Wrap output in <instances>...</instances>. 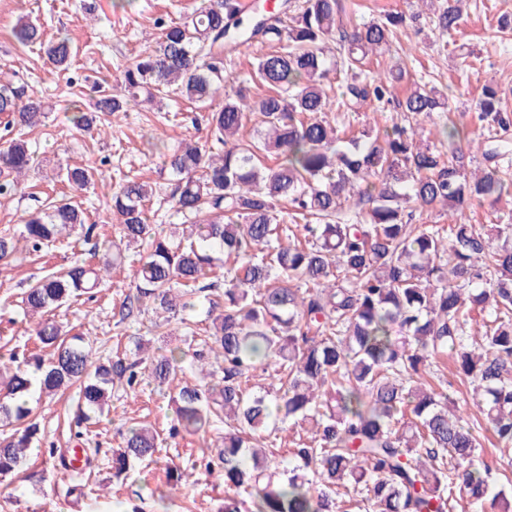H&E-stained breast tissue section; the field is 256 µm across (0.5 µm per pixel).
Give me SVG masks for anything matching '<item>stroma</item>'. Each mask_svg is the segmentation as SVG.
I'll list each match as a JSON object with an SVG mask.
<instances>
[{
  "label": "stroma",
  "instance_id": "1",
  "mask_svg": "<svg viewBox=\"0 0 512 512\" xmlns=\"http://www.w3.org/2000/svg\"><path fill=\"white\" fill-rule=\"evenodd\" d=\"M0 0V79L20 75L29 94L49 106L44 122L25 132L38 163L17 192L0 195V234L19 235L28 212L49 199L68 194L86 208L95 236L70 238L49 250L19 253L0 262V360L10 356L51 351L41 348L31 323L19 307L22 292L37 278L86 257L97 241L116 237L119 226L109 198L124 180L133 178L156 185L161 193L148 208L150 223L167 227L174 220L169 197L174 184L162 158L150 144L160 137L165 147L184 138L206 140L208 129L203 108L180 98L168 100L163 111L141 108L125 118L101 116L103 133L77 130L70 121L73 102H88L96 87L116 88L125 66L153 46L160 30L158 21L171 22L190 14L198 0ZM343 23L351 25L402 12L407 20L388 51L373 56L369 69L383 73L398 68L406 76L397 84L398 98L419 86L446 91L456 119L478 129L476 104L486 84L502 92L512 110V22L503 26L500 16L512 19V0H468L454 43L443 46L428 14L417 0H342ZM40 26L44 41L67 34L72 45L71 66L56 70L39 46L19 45L13 31L20 22ZM328 120L358 133L367 127L382 128L399 121L390 106L372 104L353 112L332 111ZM82 164L97 169L94 185L67 191L56 181L59 168ZM132 264L114 269L94 298L80 297L57 309L55 319L75 328L88 340L102 343L105 353L125 351L133 336L162 344L151 328L150 314L122 318L120 306L134 293ZM74 390L42 400L36 406L41 421V447L54 456L42 460L33 454L25 474L0 478V512H221L224 482L207 467L208 449L217 448V434L206 438L179 437L169 441L159 463H135L120 477H113L111 457L122 446L120 434L128 426L142 424L167 432L172 412L169 398L153 386H141L131 396L113 398L109 410L92 425L88 439L98 455L86 481L60 464L74 446Z\"/></svg>",
  "mask_w": 512,
  "mask_h": 512
}]
</instances>
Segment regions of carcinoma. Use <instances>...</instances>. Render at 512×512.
Instances as JSON below:
<instances>
[{"mask_svg":"<svg viewBox=\"0 0 512 512\" xmlns=\"http://www.w3.org/2000/svg\"><path fill=\"white\" fill-rule=\"evenodd\" d=\"M290 7L289 0L272 11L262 3L245 21L236 0H201L124 68L120 91L96 95L89 111L74 105L73 126L89 131L100 114L163 103L165 89L206 103L223 92L225 53L243 43L271 48L257 57L250 84L209 113L210 136L224 150L184 139L163 153L182 223L166 230L148 223L155 191L128 180L111 197L119 238L23 292L21 309L39 317L35 336L53 357L0 363L1 477L19 472L37 441L33 392L49 397L76 387L78 418L88 423L113 393L144 382L168 387L188 368L207 382L185 380L170 395L168 435L224 428L217 452L229 490L223 512H241L243 495L252 512H340L341 487L359 491L365 512H449L456 499L470 512H512V480L500 483L474 464L477 428L512 447V224L484 230L424 222L438 208L461 214L512 189L503 165L512 150L498 134L512 128V113L497 89H483L477 110L488 135L477 149L484 169L470 177L462 143L472 140L447 110L446 92L419 87L397 102L401 73L356 72L390 46L405 15L348 31L337 22L342 0H302L291 18ZM461 18L462 0H442L435 28L450 37ZM14 37L23 46L42 43L29 22ZM44 52L68 68L69 38ZM332 72L344 82L337 109L395 102L400 121L376 134L341 135L324 118L332 111L323 88ZM252 85L268 91L254 97ZM0 114L5 128L23 130L40 125L46 111L11 78L0 81ZM435 114L441 138L425 144L422 121ZM271 152L274 168L265 165ZM35 167L27 141L13 139L0 151V194L18 189ZM95 176L82 165L62 173L76 189ZM278 200L304 221L302 237L290 238ZM93 230L84 209L62 199L30 212L21 239L37 252ZM19 240L0 235V260L20 251ZM133 247L139 285L121 310L150 311L157 328L177 321L186 329L183 346L150 357L137 339L127 354L98 356L83 336L66 338L49 313L94 292ZM225 258L234 265L220 284L211 274ZM197 307L210 320L200 332L187 317ZM476 310L482 324L474 331ZM446 351L472 385L484 423L469 422L452 396L427 381L432 360ZM260 367L272 370L273 384L253 393ZM286 421L304 435L282 467L265 445ZM162 445L156 431L131 425L112 468L121 474L134 461L153 463Z\"/></svg>","mask_w":512,"mask_h":512,"instance_id":"1","label":"carcinoma"}]
</instances>
